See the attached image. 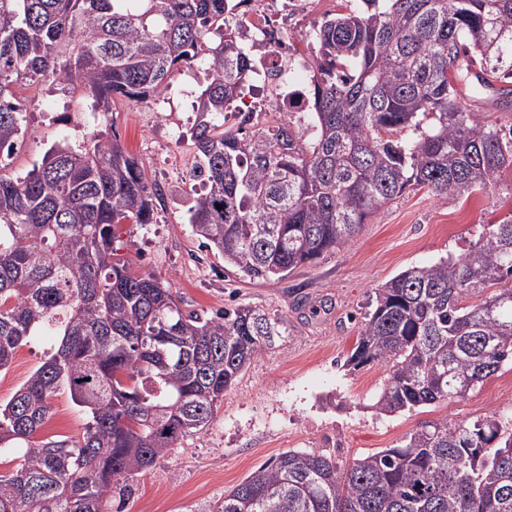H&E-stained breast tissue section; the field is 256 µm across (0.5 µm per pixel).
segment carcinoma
Segmentation results:
<instances>
[{
	"instance_id": "obj_1",
	"label": "carcinoma",
	"mask_w": 512,
	"mask_h": 512,
	"mask_svg": "<svg viewBox=\"0 0 512 512\" xmlns=\"http://www.w3.org/2000/svg\"><path fill=\"white\" fill-rule=\"evenodd\" d=\"M247 0H0V153L24 116L11 86L50 77L107 118L112 98L162 95L200 61L193 138L203 190L186 221L251 280H279L353 243L406 190L469 196L512 167V124L480 121L459 83L512 79V0H363L313 30L307 132L291 116L251 131L224 112L268 65L224 15ZM411 129L416 138L406 140ZM55 145L23 178L0 175V371L33 336L50 352L0 405V512H112L133 476L207 428L243 369L288 335L249 306L183 312L172 284L120 254L123 224L154 221L149 191L117 134ZM223 209H217V206ZM512 219L457 258L404 270L375 292L344 362L390 365L380 416L462 400L512 364ZM69 392L81 438H37L50 399ZM209 512H512V419L422 422L399 445L342 468L288 451Z\"/></svg>"
}]
</instances>
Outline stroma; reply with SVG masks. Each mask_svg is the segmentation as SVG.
Wrapping results in <instances>:
<instances>
[{
  "label": "stroma",
  "instance_id": "35a3bbf8",
  "mask_svg": "<svg viewBox=\"0 0 512 512\" xmlns=\"http://www.w3.org/2000/svg\"><path fill=\"white\" fill-rule=\"evenodd\" d=\"M202 73L196 64L172 77V86L187 92L175 105L150 107L124 98L112 104L110 124L142 165L147 185L164 198L154 223L122 226L123 253L138 271L168 279L185 310L248 305L285 318L288 333L239 375L206 430L184 437L153 470L132 478L122 512H207L257 466L290 450L316 449L345 466L398 445L423 421L470 422L489 412L512 417V366L465 399L386 417L370 405L388 366L351 371L344 365L376 288L407 268L464 253L483 226L512 217V169L485 191L445 202L425 188L407 191L363 225L346 250L283 279L250 282L201 246L185 222L200 188L190 173L199 121L193 93ZM15 91L26 133L0 165V174L14 178L26 176L51 146L80 143L82 117L90 109L85 96L62 91L49 78L19 83ZM50 343L38 336L18 349L9 370L0 373V404L39 366ZM327 395L335 397V408L323 406ZM51 406L39 438H81L87 417L68 392L57 393Z\"/></svg>",
  "mask_w": 512,
  "mask_h": 512
}]
</instances>
